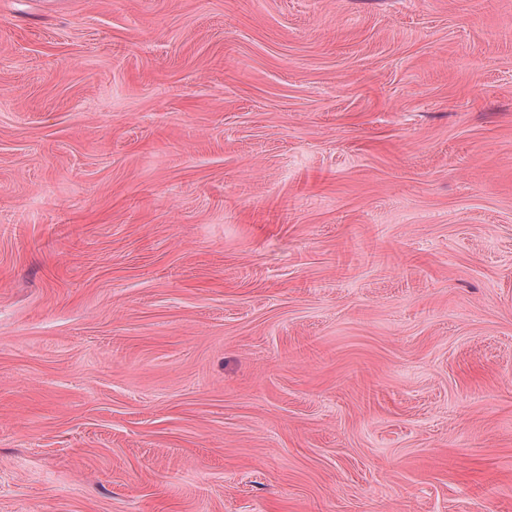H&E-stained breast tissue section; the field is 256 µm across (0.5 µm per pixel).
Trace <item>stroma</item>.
I'll return each mask as SVG.
<instances>
[{
	"instance_id": "obj_1",
	"label": "stroma",
	"mask_w": 512,
	"mask_h": 512,
	"mask_svg": "<svg viewBox=\"0 0 512 512\" xmlns=\"http://www.w3.org/2000/svg\"><path fill=\"white\" fill-rule=\"evenodd\" d=\"M0 512H512V0H0Z\"/></svg>"
}]
</instances>
